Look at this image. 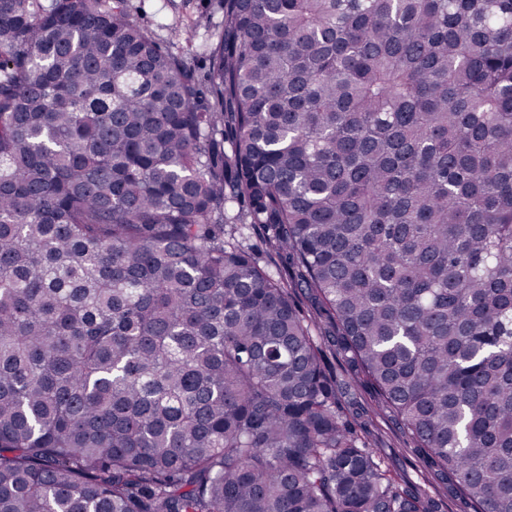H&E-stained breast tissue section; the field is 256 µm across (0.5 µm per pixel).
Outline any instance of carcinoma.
<instances>
[{
	"mask_svg": "<svg viewBox=\"0 0 512 512\" xmlns=\"http://www.w3.org/2000/svg\"><path fill=\"white\" fill-rule=\"evenodd\" d=\"M208 57L126 0H0V512H434L299 288L512 512V0H224ZM239 210L236 203L230 204L227 209L228 224L224 225V240L239 243L248 249L258 260L260 266H268L271 270H275V266L270 260L268 249L265 245L264 232L257 226L252 224H231L235 222L234 217ZM325 351V366L336 382L346 383L348 393L342 395L339 411L348 420L362 425L358 435L380 456L404 492L425 489L435 502L436 512H475L477 508L465 499L447 475H438L426 462L417 444L406 436L397 420L379 407L373 389L365 380L355 381L349 366L320 338Z\"/></svg>",
	"mask_w": 512,
	"mask_h": 512,
	"instance_id": "cac0c4a2",
	"label": "carcinoma"
}]
</instances>
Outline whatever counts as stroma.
I'll use <instances>...</instances> for the list:
<instances>
[{"mask_svg":"<svg viewBox=\"0 0 512 512\" xmlns=\"http://www.w3.org/2000/svg\"><path fill=\"white\" fill-rule=\"evenodd\" d=\"M126 6L141 25L157 34L161 46L171 44L174 29L188 31L195 67L199 74L207 73L209 61L203 45L224 20L223 0H126ZM238 210L234 203L227 209L225 239L244 246L260 265H270L263 230L256 225L235 223ZM325 366L331 377L348 387L347 394L341 397L340 413L359 424L360 438L384 460L401 490H426L436 505L435 512H476L448 476L437 474L428 466L421 448L402 432L388 411L378 406L366 381L354 379L349 366L333 351H326Z\"/></svg>","mask_w":512,"mask_h":512,"instance_id":"35a3bbf8","label":"stroma"}]
</instances>
